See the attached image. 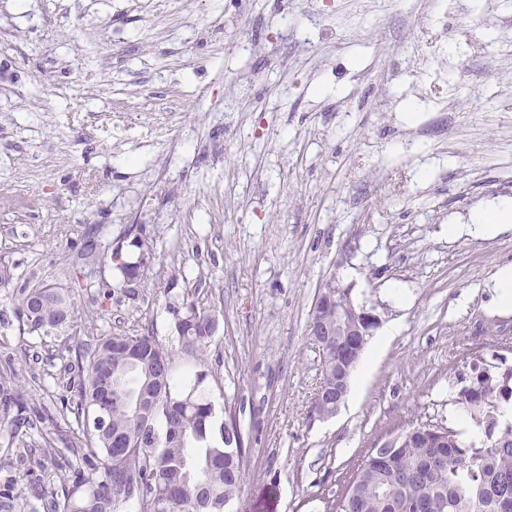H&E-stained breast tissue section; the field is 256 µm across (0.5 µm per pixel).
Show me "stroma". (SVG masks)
<instances>
[{"mask_svg": "<svg viewBox=\"0 0 512 512\" xmlns=\"http://www.w3.org/2000/svg\"><path fill=\"white\" fill-rule=\"evenodd\" d=\"M509 198L512 0H0V368L73 422L76 356L19 330L17 290L73 287L78 329L163 340L193 296L245 512H325L379 436L458 419L466 362L503 342L512 365V225L448 235ZM139 240L129 298L109 251ZM331 281L400 332L322 418L307 324Z\"/></svg>", "mask_w": 512, "mask_h": 512, "instance_id": "stroma-1", "label": "stroma"}]
</instances>
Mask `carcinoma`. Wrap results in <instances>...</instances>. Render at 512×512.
<instances>
[{
  "label": "carcinoma",
  "mask_w": 512,
  "mask_h": 512,
  "mask_svg": "<svg viewBox=\"0 0 512 512\" xmlns=\"http://www.w3.org/2000/svg\"><path fill=\"white\" fill-rule=\"evenodd\" d=\"M122 282L138 275L134 262L114 251ZM73 289L56 283L23 288L16 318L23 330L54 336L61 351H75L82 366L75 424H52L39 448L13 447L0 453V468L17 459L44 457L54 469H18L0 486V508L23 503L27 512H226L241 500L246 448L232 407L218 421L215 404L202 389L208 373L186 368L150 328L134 335H103L79 341L73 325ZM176 340L198 354L212 341L218 319L194 299L169 307ZM373 331L362 336H314L322 349V378L312 411L336 414V347L361 356ZM137 368L123 385L107 381ZM459 389L449 403L467 421L458 429L443 421L418 419L393 448L367 450L343 489L325 499L326 512H512V367L481 360L456 376Z\"/></svg>",
  "instance_id": "obj_1"
}]
</instances>
